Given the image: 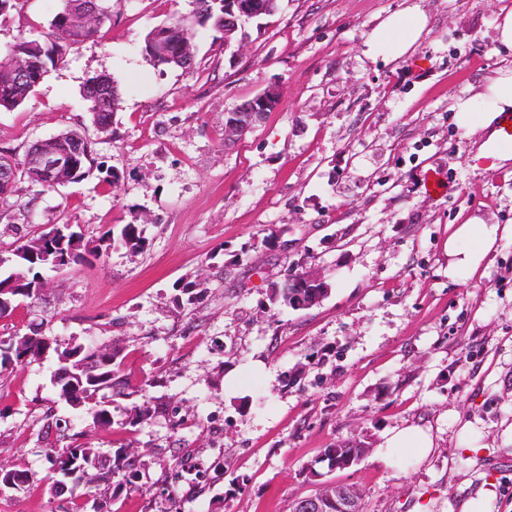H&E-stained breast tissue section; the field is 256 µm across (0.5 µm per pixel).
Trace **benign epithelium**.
I'll list each match as a JSON object with an SVG mask.
<instances>
[{"label":"benign epithelium","instance_id":"benign-epithelium-1","mask_svg":"<svg viewBox=\"0 0 512 512\" xmlns=\"http://www.w3.org/2000/svg\"><path fill=\"white\" fill-rule=\"evenodd\" d=\"M268 0H225L223 26L224 44H230L232 36L254 18L267 14ZM112 12L107 0H66L59 15V22L68 39L88 40ZM171 29L159 25L148 39L149 50L158 60L178 61L181 69L193 68L197 47L183 40L170 39ZM0 72L9 76L17 85L37 84L41 81L40 63L21 51L0 57ZM281 103L278 88L269 87L255 97L234 106L224 113V143H233L259 127L268 113L275 111ZM96 153L90 144L83 151L73 150L64 136L56 135L31 145L22 160L13 157L0 159V207L12 196V190L20 178L29 179L47 187H64L78 180L84 163L95 164ZM297 512H358L355 490L342 485L330 484L317 495L304 496L297 500Z\"/></svg>","mask_w":512,"mask_h":512}]
</instances>
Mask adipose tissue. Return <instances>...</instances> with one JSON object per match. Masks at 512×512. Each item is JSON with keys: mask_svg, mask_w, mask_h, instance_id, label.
<instances>
[{"mask_svg": "<svg viewBox=\"0 0 512 512\" xmlns=\"http://www.w3.org/2000/svg\"><path fill=\"white\" fill-rule=\"evenodd\" d=\"M427 20L423 12L406 9L384 19L368 37V52L395 59L414 51ZM481 97L483 111H474L470 100H458L455 105L456 122L464 135L484 131L477 145V159L490 167L501 168L512 161V137L497 126L499 117L512 112V67H504L489 78ZM512 235V227L496 224L467 222L457 225L448 237V275L456 278L473 275L488 260L498 238Z\"/></svg>", "mask_w": 512, "mask_h": 512, "instance_id": "1", "label": "adipose tissue"}]
</instances>
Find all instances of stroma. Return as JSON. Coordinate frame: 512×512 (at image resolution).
Here are the masks:
<instances>
[{"label": "stroma", "mask_w": 512, "mask_h": 512, "mask_svg": "<svg viewBox=\"0 0 512 512\" xmlns=\"http://www.w3.org/2000/svg\"><path fill=\"white\" fill-rule=\"evenodd\" d=\"M278 5L239 46L197 30L188 73L154 68L142 45L190 0H112L94 38L24 105L0 109V147L21 155L78 130L120 176L49 191L19 182L0 209V255L58 224L88 241L143 229L139 248L41 268L48 291L0 317V337L34 323L62 345L120 347L126 390L101 391L112 422L100 426L60 399L56 353L0 371V461L31 475L0 491V512H290L327 483L356 485L364 512H455L490 483L493 512H512V237L468 278L449 279L445 250L471 218L512 225V165L475 160L455 120L506 56L495 26L512 0ZM412 5L427 17L416 51L370 56V32ZM61 6L21 0L0 19V56L44 37ZM101 74L121 93L105 134L83 95ZM271 86L279 108L225 146V110ZM431 171L450 178L448 196L426 194ZM290 267L322 275L317 305L271 304ZM201 276L204 294L187 303L183 284ZM468 423L481 457L458 446ZM407 425L430 432V453L380 459L386 434ZM361 444L369 453L350 468L321 460ZM51 445L136 454L139 477L53 495Z\"/></svg>", "instance_id": "obj_1"}]
</instances>
